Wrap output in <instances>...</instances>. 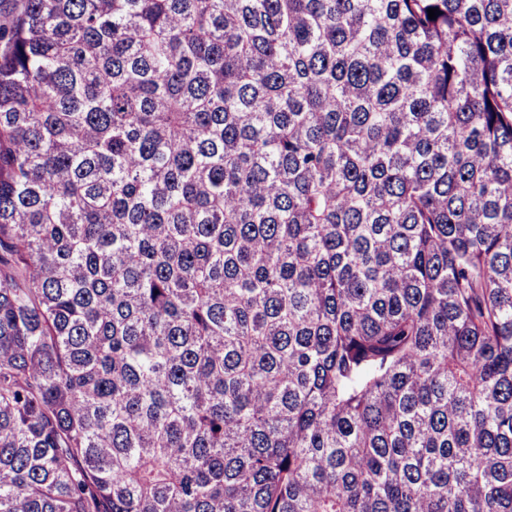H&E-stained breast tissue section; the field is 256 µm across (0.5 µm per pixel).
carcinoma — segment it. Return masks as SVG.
Listing matches in <instances>:
<instances>
[{"instance_id": "carcinoma-1", "label": "carcinoma", "mask_w": 512, "mask_h": 512, "mask_svg": "<svg viewBox=\"0 0 512 512\" xmlns=\"http://www.w3.org/2000/svg\"><path fill=\"white\" fill-rule=\"evenodd\" d=\"M0 512H512V0H19Z\"/></svg>"}]
</instances>
